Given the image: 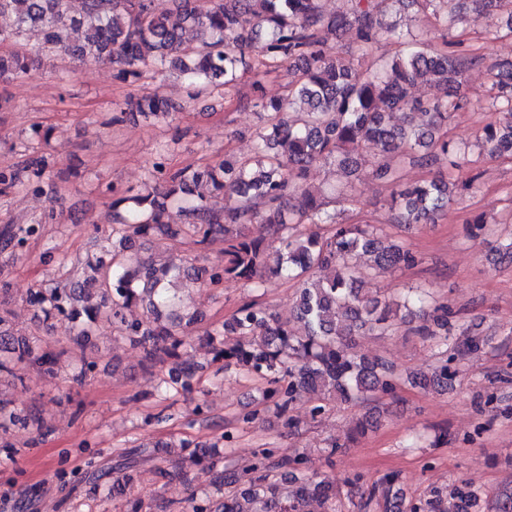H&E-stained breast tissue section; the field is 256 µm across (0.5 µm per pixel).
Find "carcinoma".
Returning <instances> with one entry per match:
<instances>
[{"label": "carcinoma", "instance_id": "obj_1", "mask_svg": "<svg viewBox=\"0 0 512 512\" xmlns=\"http://www.w3.org/2000/svg\"><path fill=\"white\" fill-rule=\"evenodd\" d=\"M175 2L172 17L156 13L154 0H81L73 16L66 0H0V16L12 18L10 27H0V78L29 75L34 60L23 50L21 37L26 27L38 26L56 55L107 64L121 83L135 84L168 69L182 74L190 88L188 100L168 103L144 93L127 103L129 111L146 119L181 112L218 86L235 87L242 68L256 71L254 104L264 112L254 131L252 158L168 172L155 166L160 189L112 200V232L102 240L99 255L76 260L69 279L32 291L27 304L52 329L53 320L63 318L65 333L80 339L90 336L98 321H110L119 336L142 349L145 369L158 370L165 391H193L215 364L220 371L232 367L261 380L267 384L264 399L273 401L274 410L290 423V408L304 397L318 401L309 411L315 420L336 400L364 404L393 393L398 378L392 364L356 351V337L386 335L415 320L419 325L412 331L436 343L439 358L430 371L409 374L404 382L428 393L447 390L458 376L448 362L480 350L485 341L465 337L452 323L448 304L432 300L423 288L408 289L400 301L364 294L361 258H370L379 272L413 268L421 258L384 226L349 223L328 210L306 175L320 163L353 173L371 157L376 176L390 187L388 205L397 226L436 222L459 197L477 189V176L406 183L404 172L447 162L474 168L486 154L512 157V63L488 66L494 94L482 108L496 112L498 119L482 128L477 149L465 144L457 149L459 161H450L443 128L453 113L470 108L461 95V77L485 65V59L452 49V42L430 50L410 32L386 24L385 15L402 0H344V10L329 14L323 0ZM411 2L444 30L454 27L453 10L439 13V0ZM78 30L83 39L71 40L70 32ZM346 31L365 56L382 35L399 50L390 59L355 67L328 42ZM249 49L256 52L253 64L245 60ZM282 67L292 77L288 96L268 102L259 77ZM423 82L442 89V96L427 106L413 94ZM395 114L402 116L397 125L390 121ZM23 170L25 177L0 171V192H40L44 157L29 159ZM175 206L195 223L183 230L172 227ZM253 224L265 225L266 235L252 236ZM37 231L34 224L1 225L0 252L16 253ZM181 234L197 245L221 239V257L189 267H158L140 257L136 240ZM269 277L298 283L293 316L283 319L263 302L246 301L204 330L209 358L181 359L179 350L192 345L189 333L196 317L178 310L168 288L172 281L186 279L201 287L240 280L259 289ZM137 303L146 306L147 316L132 320L128 311ZM10 316L0 307V377L21 379L19 366L54 373L65 350L31 345L12 332ZM21 420L36 425L39 435L46 429L39 416L22 417L0 399V431ZM176 447L190 449L184 460L191 466L213 471L224 463L214 444L203 448L181 440ZM101 454L89 452L82 482L95 493L128 497V472L151 458L150 452L145 447L124 451L110 469L98 463ZM276 471L279 480L270 478ZM396 482L392 476L370 492L389 512H512V485L487 499L466 486L449 495L435 489L428 498L405 505L391 501ZM226 485L232 486L227 495ZM212 487L192 495L182 512H310L314 501L322 512H336L340 496L329 476L306 472L303 457L272 448L261 449L236 474L219 473Z\"/></svg>", "mask_w": 512, "mask_h": 512}]
</instances>
